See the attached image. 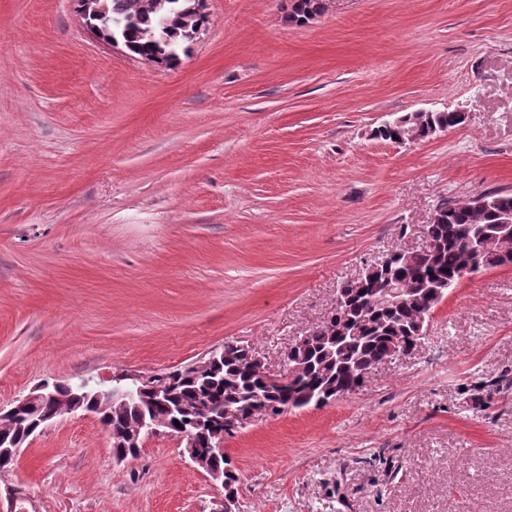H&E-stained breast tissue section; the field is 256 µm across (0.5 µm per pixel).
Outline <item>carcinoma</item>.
Segmentation results:
<instances>
[{
	"instance_id": "cac0c4a2",
	"label": "carcinoma",
	"mask_w": 512,
	"mask_h": 512,
	"mask_svg": "<svg viewBox=\"0 0 512 512\" xmlns=\"http://www.w3.org/2000/svg\"><path fill=\"white\" fill-rule=\"evenodd\" d=\"M106 5L111 16L134 18L119 34L125 49L155 62L161 49L177 52L189 43L185 34L195 26L193 13L187 10L191 0H106ZM326 8L327 0H294L287 19L299 25L303 17L321 15ZM423 120L420 133L425 137L432 127L448 130L462 124L456 111L432 112ZM484 197L490 201L487 208H478L470 200L448 201V208L438 221L426 228L427 238L435 242L434 247L414 251L407 263L400 261L398 253H393L388 273L409 290L408 299L396 305H381L373 301L371 289H354L348 282L342 284L337 294L344 298V305L316 328L302 354L301 372L288 377L285 389H269L263 373L245 355L226 344L224 355L211 361V370L204 378L188 377L183 366L167 372L174 385L164 402L155 405L156 415L168 422L173 431L191 430L197 423L196 415L184 413L180 407L200 400L216 408L232 403H259L279 414L312 406L317 393L328 387L343 392L345 397L357 393L363 375L389 356L393 341L415 332L420 319L434 311L435 304L430 302L426 283L439 282L452 288L459 282L467 263L469 229L476 224H499L502 218L512 215V193L489 191ZM511 264L512 249L495 251L487 263L470 273ZM345 319L355 325L357 333L338 340L336 331ZM53 387L61 400L27 406L19 413L9 435L23 436L29 425L48 416L67 400L79 402L89 411L96 409L92 396L97 389L80 388L72 382H55ZM140 422L141 410L131 404L115 410L110 424L133 430Z\"/></svg>"
}]
</instances>
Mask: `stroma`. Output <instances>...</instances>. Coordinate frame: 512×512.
I'll list each match as a JSON object with an SVG mask.
<instances>
[{"mask_svg": "<svg viewBox=\"0 0 512 512\" xmlns=\"http://www.w3.org/2000/svg\"><path fill=\"white\" fill-rule=\"evenodd\" d=\"M166 67L76 0H0V406L234 342L267 370L338 286L414 249L445 200L512 192V0H206ZM418 110L469 120L375 138ZM235 512H512V265L465 276L411 355L225 438ZM0 486L36 512H212L176 437L116 461L63 415ZM100 0H82L83 6L80 8L81 15L84 19H87L86 24L90 28L91 32L98 39L103 40L108 44L118 45V41L112 37L109 41H105L101 38V33L103 29H107L105 25L99 26L98 24L92 22V20H100L105 21L107 19V12L102 4L99 3ZM296 2L293 6H290L289 12L287 13L288 22L301 24L303 17L309 14H323L327 8L328 0H292Z\"/></svg>", "mask_w": 512, "mask_h": 512, "instance_id": "1", "label": "stroma"}]
</instances>
